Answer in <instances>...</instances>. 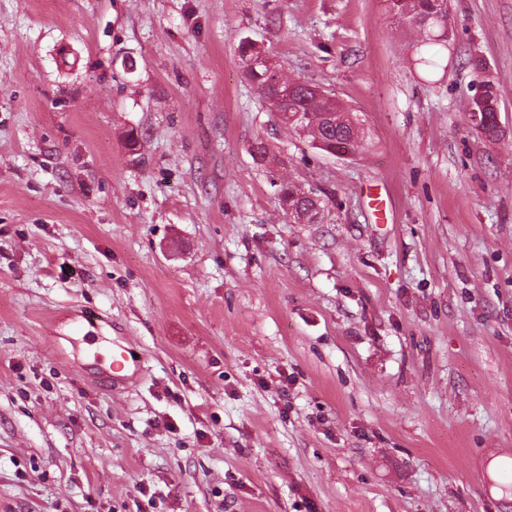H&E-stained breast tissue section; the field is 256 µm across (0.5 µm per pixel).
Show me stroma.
<instances>
[{"instance_id": "1", "label": "stroma", "mask_w": 512, "mask_h": 512, "mask_svg": "<svg viewBox=\"0 0 512 512\" xmlns=\"http://www.w3.org/2000/svg\"><path fill=\"white\" fill-rule=\"evenodd\" d=\"M448 27L428 77L385 0H0V512H512V0ZM243 40L361 148L278 124ZM475 112L479 113L480 121L474 122ZM499 100L496 85L490 79L482 81L477 94L472 98L469 107V122L471 126L483 134L488 140L494 141L499 136ZM310 88L307 84L300 82V84L293 89L289 102L280 110L279 115L276 116L277 120L283 125L297 130V122L292 121L296 113H313L315 117H319L324 112L333 109L336 113V123L326 127L319 121L317 127L312 126L308 129L307 136L312 138V143H315L318 138H323L326 141L337 140L333 150L338 155H346L353 150L348 142H339L338 140L340 139H352L353 147L355 149L358 148L360 131L357 120L354 118L353 113H351L354 111L338 101L331 103L316 98L312 91L325 95L329 93L318 86L310 85ZM280 195L286 198L283 200V209L289 217L294 218L295 214L292 213L288 202L292 207L295 208L298 214H304L308 212L310 207L313 206V202L306 196V192L295 185H283ZM141 360L122 344H115L112 348V372L130 371L136 375L142 370Z\"/></svg>"}]
</instances>
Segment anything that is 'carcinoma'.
<instances>
[{"label":"carcinoma","mask_w":512,"mask_h":512,"mask_svg":"<svg viewBox=\"0 0 512 512\" xmlns=\"http://www.w3.org/2000/svg\"><path fill=\"white\" fill-rule=\"evenodd\" d=\"M387 7L399 19L416 18L421 22V27L424 28V40L418 50L419 63L432 70L439 68L438 55L441 51L448 49L450 42L447 23L448 0H387ZM245 76L257 88L263 101H268L275 94L274 87L268 84L269 78H262L255 72H247ZM330 109L336 113V123L327 127L319 123L310 127L307 135L314 141L319 138L327 141L351 139L353 147H358L360 131L352 109L339 102L331 103L316 98L305 83L293 89L289 102L280 110L277 120L295 129L297 123L293 122L292 118L296 113H311L318 117ZM499 112L496 85L492 80L485 79L470 103L469 122L485 138L494 141L501 132ZM251 154L254 161L259 164L281 163V160L272 155L262 139L255 140ZM281 195L288 199L290 205L300 214L308 212L313 206L306 192L295 185L282 186Z\"/></svg>","instance_id":"carcinoma-1"}]
</instances>
